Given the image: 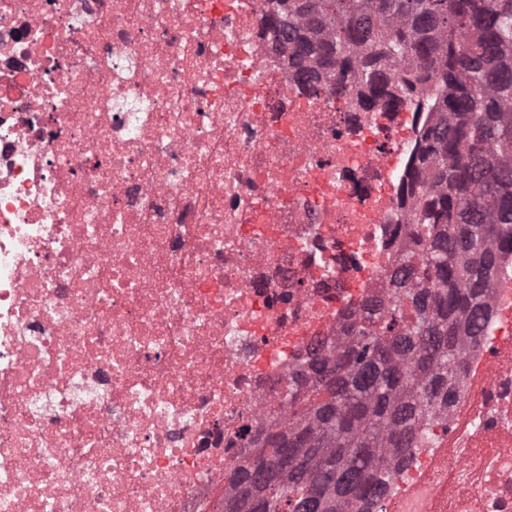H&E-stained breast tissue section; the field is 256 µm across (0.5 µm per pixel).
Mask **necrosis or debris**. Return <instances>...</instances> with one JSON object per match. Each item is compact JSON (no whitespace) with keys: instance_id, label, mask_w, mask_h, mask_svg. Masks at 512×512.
Here are the masks:
<instances>
[{"instance_id":"1","label":"necrosis or debris","mask_w":512,"mask_h":512,"mask_svg":"<svg viewBox=\"0 0 512 512\" xmlns=\"http://www.w3.org/2000/svg\"><path fill=\"white\" fill-rule=\"evenodd\" d=\"M260 4L0 0V512H212L412 251L428 113L303 85ZM487 302L397 512H512V292Z\"/></svg>"}]
</instances>
